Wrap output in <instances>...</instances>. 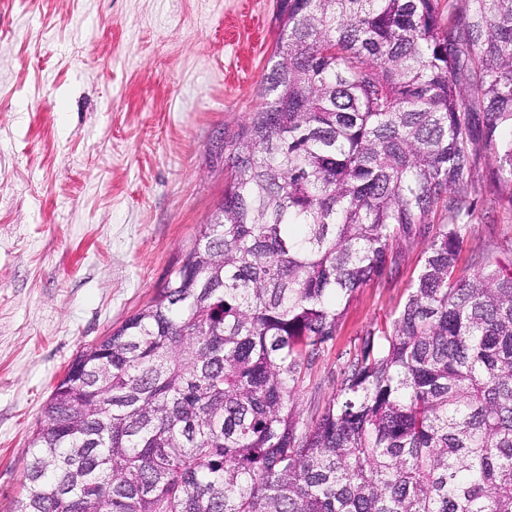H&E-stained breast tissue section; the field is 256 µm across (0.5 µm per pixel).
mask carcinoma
<instances>
[{
	"mask_svg": "<svg viewBox=\"0 0 512 512\" xmlns=\"http://www.w3.org/2000/svg\"><path fill=\"white\" fill-rule=\"evenodd\" d=\"M276 0L221 206L84 348L16 512H512V268L461 262L477 147L512 202V0ZM439 225L317 416L353 294Z\"/></svg>",
	"mask_w": 512,
	"mask_h": 512,
	"instance_id": "obj_1",
	"label": "carcinoma"
}]
</instances>
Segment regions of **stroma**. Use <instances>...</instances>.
<instances>
[{
  "instance_id": "35a3bbf8",
  "label": "stroma",
  "mask_w": 512,
  "mask_h": 512,
  "mask_svg": "<svg viewBox=\"0 0 512 512\" xmlns=\"http://www.w3.org/2000/svg\"><path fill=\"white\" fill-rule=\"evenodd\" d=\"M274 0H0V512L85 347L145 308L224 195V146L258 103ZM466 249L512 263V204L479 182ZM427 238L351 298L299 409L389 325Z\"/></svg>"
}]
</instances>
